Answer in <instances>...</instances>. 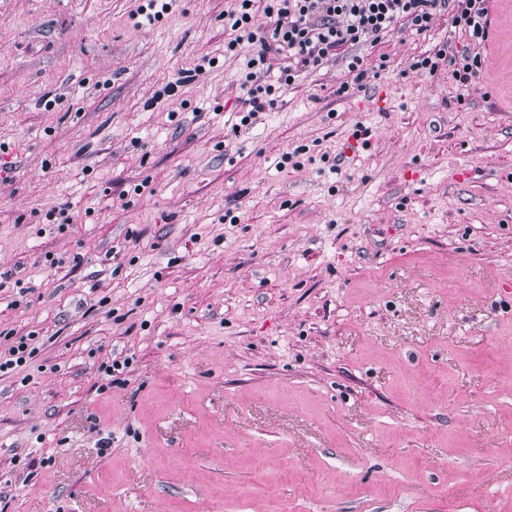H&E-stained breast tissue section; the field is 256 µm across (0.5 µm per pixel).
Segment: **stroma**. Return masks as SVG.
I'll use <instances>...</instances> for the list:
<instances>
[{
    "instance_id": "35a3bbf8",
    "label": "stroma",
    "mask_w": 512,
    "mask_h": 512,
    "mask_svg": "<svg viewBox=\"0 0 512 512\" xmlns=\"http://www.w3.org/2000/svg\"><path fill=\"white\" fill-rule=\"evenodd\" d=\"M144 3L0 0V512H512V0L246 127L234 0ZM445 62H448V68L452 69L455 80L461 86L469 87L482 67V56L480 52H475V48L471 50L466 46L462 50L454 51L451 45L445 43L432 52L414 58L410 67L432 74ZM24 336H21L18 341L13 342L8 349V356L2 362V354H0V372H6L18 367L25 366L35 354V348H29V343L26 342Z\"/></svg>"
}]
</instances>
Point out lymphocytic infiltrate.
Wrapping results in <instances>:
<instances>
[{
    "mask_svg": "<svg viewBox=\"0 0 512 512\" xmlns=\"http://www.w3.org/2000/svg\"><path fill=\"white\" fill-rule=\"evenodd\" d=\"M236 2L231 19L239 36L224 50L236 52L243 40L254 46L241 87L255 113L277 103V84L268 83L265 76L278 56L288 60L280 82L290 84L301 72L319 67L343 47L378 43L397 26L427 33L436 17L445 12L455 32L469 39V47L457 51L445 44L414 58L411 66L429 73L448 66L455 80L467 87L482 66L476 47L488 36V0H267L261 21L253 12L254 0Z\"/></svg>",
    "mask_w": 512,
    "mask_h": 512,
    "instance_id": "lymphocytic-infiltrate-1",
    "label": "lymphocytic infiltrate"
}]
</instances>
